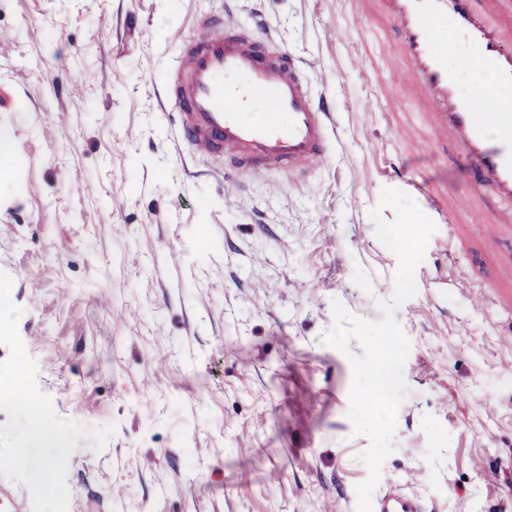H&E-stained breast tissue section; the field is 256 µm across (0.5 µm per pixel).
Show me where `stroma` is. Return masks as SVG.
<instances>
[{"mask_svg": "<svg viewBox=\"0 0 512 512\" xmlns=\"http://www.w3.org/2000/svg\"><path fill=\"white\" fill-rule=\"evenodd\" d=\"M335 107L329 160L297 182L234 177L178 141L159 91L196 19L254 13ZM362 0H0V272L56 412L115 425L79 440L70 512H356L367 437L347 417L348 353L324 345L332 299L381 319L397 257L375 235L383 188L437 185L440 223L397 310L408 393L381 467L427 512H512V311L476 293L512 256L474 233L468 181L417 122L406 64L381 53ZM398 165L405 180L388 175ZM178 261H171L170 251ZM369 277L371 291L353 280ZM279 471L280 485L267 482ZM126 490L113 499V486ZM415 190L426 195L427 201L433 212L441 219L448 220L451 212H456L459 208L454 202H448V197L437 192L431 185H423L419 182H410Z\"/></svg>", "mask_w": 512, "mask_h": 512, "instance_id": "obj_1", "label": "stroma"}]
</instances>
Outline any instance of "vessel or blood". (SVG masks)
I'll use <instances>...</instances> for the list:
<instances>
[{"label":"vessel or blood","instance_id":"b4317fda","mask_svg":"<svg viewBox=\"0 0 512 512\" xmlns=\"http://www.w3.org/2000/svg\"><path fill=\"white\" fill-rule=\"evenodd\" d=\"M371 15L401 34L396 50L424 126L461 152L478 198L502 203L476 233L495 241L512 227V104L490 94L470 98L461 73L448 68L443 27L455 29L469 59L488 65L497 87L512 88V28L499 23L492 0H367ZM200 33L183 41L175 70L162 88L181 140L219 172L308 176L333 151L332 114L309 89L298 64L259 27L225 25L210 15ZM433 212L447 218L456 205L433 186L419 185ZM489 297L512 307V259L488 284ZM376 512H426L422 502L395 491Z\"/></svg>","mask_w":512,"mask_h":512}]
</instances>
